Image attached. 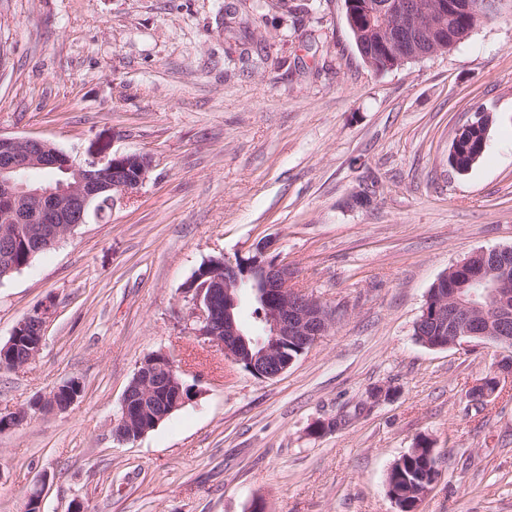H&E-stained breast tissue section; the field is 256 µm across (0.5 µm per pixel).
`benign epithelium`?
Instances as JSON below:
<instances>
[{"label": "benign epithelium", "instance_id": "1", "mask_svg": "<svg viewBox=\"0 0 512 512\" xmlns=\"http://www.w3.org/2000/svg\"><path fill=\"white\" fill-rule=\"evenodd\" d=\"M435 7L424 14L404 3L392 5L395 23L380 29L378 46L385 53L395 51L405 60L425 58L440 52L428 47L425 39L437 38L448 43V16L470 14L472 0H434ZM52 143L37 138L0 135V201L6 208L0 213L4 224H24L28 220L29 203L42 212L43 223L30 232L31 245L57 244L80 224L86 223L84 209L94 196L110 192L112 201L123 203L134 196L145 182L150 159L142 153H126L108 160L83 163L72 156L58 157L47 163ZM60 166L69 174L57 186H34L20 180V174L37 167ZM274 241L257 245L248 258L211 259L186 284L184 293L190 305L191 318L197 323V337L221 346L225 358L261 379L281 376L294 361L287 355L293 348L303 353L325 334L335 322V312L313 296L292 286L295 269L280 255H270ZM512 245L481 249L455 263L429 290L422 314L414 324L437 327L447 337L442 348H463L476 340L488 338L512 348ZM260 283L258 293L260 320L264 335L249 339L239 324L234 310L239 293L249 281ZM53 315V304L46 303L14 327L6 348L27 337L28 356L15 364L19 369L34 362L43 349L45 328ZM512 376V359L499 362L497 373L488 377L490 385L476 383L469 396L484 400L497 392L500 376ZM175 393L172 408L190 397L192 388L181 378L175 359L169 353L146 357L126 387L121 399L120 419L114 437L129 442L147 433V418L159 425L168 413L155 414L165 394ZM83 387L76 380L59 385L49 395L39 397L18 410L0 414V423L13 429L44 411L63 412L81 397Z\"/></svg>", "mask_w": 512, "mask_h": 512}]
</instances>
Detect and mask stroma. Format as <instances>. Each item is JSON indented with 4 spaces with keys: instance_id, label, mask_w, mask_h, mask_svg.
I'll list each match as a JSON object with an SVG mask.
<instances>
[{
    "instance_id": "obj_1",
    "label": "stroma",
    "mask_w": 512,
    "mask_h": 512,
    "mask_svg": "<svg viewBox=\"0 0 512 512\" xmlns=\"http://www.w3.org/2000/svg\"><path fill=\"white\" fill-rule=\"evenodd\" d=\"M228 10L248 31L225 33ZM479 110L485 150L461 174L448 153ZM0 134L151 159L137 196L0 282V344L54 304L40 356L0 370V411L84 387L0 434V512L38 485L43 512H397L387 473L423 436L441 478L420 512H512V386L468 395L512 349L413 336L448 267L512 245V19L378 72L344 0H0ZM269 237L336 320L261 380L197 337L183 289ZM155 352L194 395L116 441Z\"/></svg>"
}]
</instances>
